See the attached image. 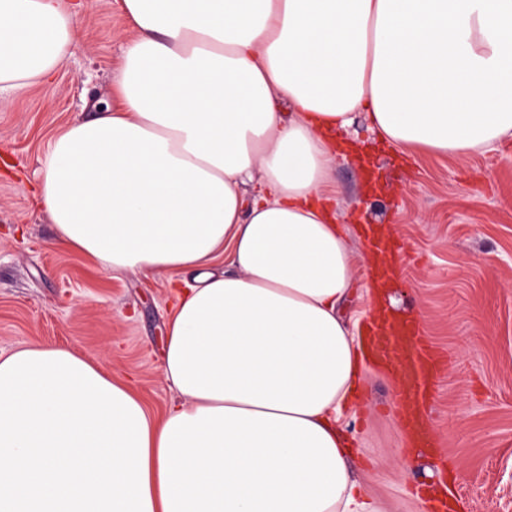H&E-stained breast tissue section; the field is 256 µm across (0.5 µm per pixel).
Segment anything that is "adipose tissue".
Returning a JSON list of instances; mask_svg holds the SVG:
<instances>
[{"mask_svg":"<svg viewBox=\"0 0 512 512\" xmlns=\"http://www.w3.org/2000/svg\"><path fill=\"white\" fill-rule=\"evenodd\" d=\"M112 105L51 141L56 244L175 290L161 416L63 346L0 354V512H383L341 424L356 271L325 194L364 123L402 153L512 138V0H121ZM69 0H0V102L70 54ZM258 185L253 197L242 192ZM227 254L224 273L208 265Z\"/></svg>","mask_w":512,"mask_h":512,"instance_id":"adipose-tissue-1","label":"adipose tissue"}]
</instances>
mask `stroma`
Returning a JSON list of instances; mask_svg holds the SVG:
<instances>
[{"label": "stroma", "mask_w": 512, "mask_h": 512, "mask_svg": "<svg viewBox=\"0 0 512 512\" xmlns=\"http://www.w3.org/2000/svg\"><path fill=\"white\" fill-rule=\"evenodd\" d=\"M76 46L52 77L0 104V352L67 346L134 382L162 415L176 398L161 374L171 281L189 272H107L55 245L36 204L52 138L111 103L131 36L120 0H78ZM370 161L339 155L336 214L357 257L344 316L361 329L374 311L361 225L387 224L402 251L387 294L416 316L444 360L430 406L437 449L411 452L393 374L364 361L358 404L345 411L351 468L387 512H424L417 487L433 485L459 512H512V140L438 159L371 141Z\"/></svg>", "instance_id": "stroma-1"}]
</instances>
